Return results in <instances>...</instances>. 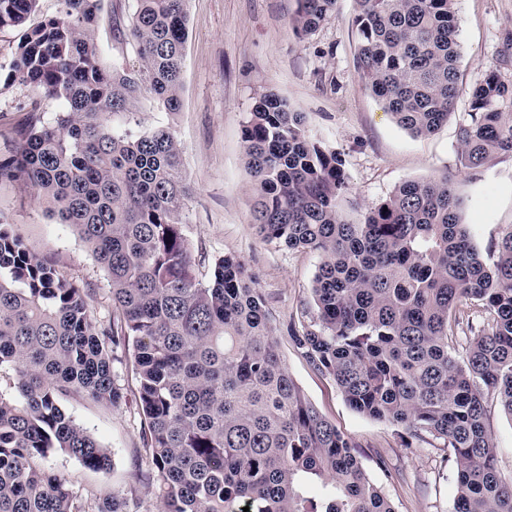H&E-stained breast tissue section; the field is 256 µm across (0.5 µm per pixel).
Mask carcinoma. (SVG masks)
Segmentation results:
<instances>
[{"instance_id":"carcinoma-1","label":"carcinoma","mask_w":512,"mask_h":512,"mask_svg":"<svg viewBox=\"0 0 512 512\" xmlns=\"http://www.w3.org/2000/svg\"><path fill=\"white\" fill-rule=\"evenodd\" d=\"M36 2L0 0V29L23 24ZM187 2L134 0L135 57L111 66L95 39L101 0H62L10 65L7 78L36 97L0 181L31 188L75 227L110 279L115 314L98 320L89 289L0 223V368L15 374V393H0V512H129L115 494L86 508L68 476L42 465L62 451L111 469V450L61 400L118 404L111 361L128 346L156 512H395L358 445L288 373L246 263L227 254L200 279L173 131L119 132L102 120L135 115L143 98L178 111ZM356 3L362 80L400 127L434 133L457 97L456 0ZM335 6L298 0L293 31L312 34ZM42 98L64 104L47 122ZM507 100L512 84L494 70L472 88L463 167L512 154ZM243 149L260 236L322 256L311 321L291 330L296 349L354 411L401 427L404 447L431 437L451 449L456 512H512V474L498 467L486 428L491 396L512 416V229L482 256L446 177L404 181L360 221L346 220L339 154L311 140L302 113L273 93L249 113Z\"/></svg>"}]
</instances>
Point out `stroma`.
<instances>
[{
  "label": "stroma",
  "mask_w": 512,
  "mask_h": 512,
  "mask_svg": "<svg viewBox=\"0 0 512 512\" xmlns=\"http://www.w3.org/2000/svg\"><path fill=\"white\" fill-rule=\"evenodd\" d=\"M60 8V0H37L25 25L0 30V158L15 151L16 132L29 120L25 105L32 95L29 86L8 80L6 68L27 29L57 16ZM297 8V0H188L179 111L170 114L146 101L134 118L108 114L104 121L118 131L160 124L172 128L192 188L184 232L193 249L209 263L227 254L246 262L271 312L289 374L320 414L359 444L364 468L396 512H455L456 477L447 449L434 441L403 447L399 427L352 410L333 380L314 370L295 348L288 325L311 320V288L321 258L257 235L242 132L265 92L286 100L303 113L308 135L340 155L349 183L346 211L354 217L388 198L403 181L451 177L465 201L464 221L473 241L487 252L512 228V154L478 168L461 167L458 129L468 118L469 91L487 70L512 83V0H456L460 91L447 122L427 137L399 127L362 83L354 0H337L334 14L303 39L289 25ZM132 9L133 0H102L96 39L106 61L133 59L126 28ZM0 221L12 225L68 280L90 288L98 319L111 317L112 293L103 268L72 226L50 218L45 202L19 184L0 182ZM112 376L122 393L117 405L103 406L79 395L62 401L76 424L110 448V472L91 471L63 452L45 465L68 475L85 498L114 493L136 500L140 512H153L155 499L147 483L134 477L136 470L147 469L148 452L131 350L115 352ZM486 424L499 468L512 471V418L497 398L487 402ZM381 458L387 470L378 468Z\"/></svg>",
  "instance_id": "35a3bbf8"
}]
</instances>
